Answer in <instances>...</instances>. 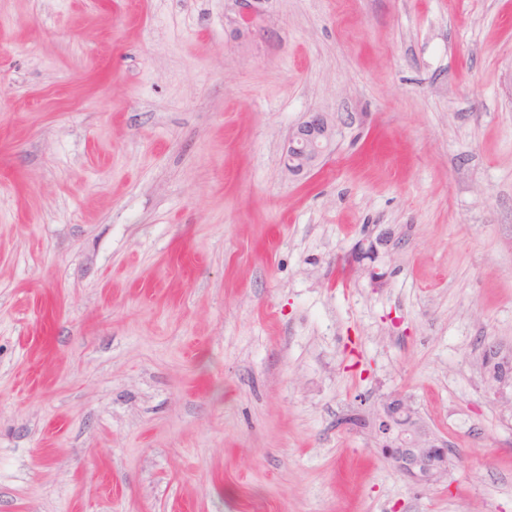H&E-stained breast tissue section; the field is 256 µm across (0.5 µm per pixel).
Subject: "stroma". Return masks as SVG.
<instances>
[{
    "label": "stroma",
    "instance_id": "1",
    "mask_svg": "<svg viewBox=\"0 0 512 512\" xmlns=\"http://www.w3.org/2000/svg\"><path fill=\"white\" fill-rule=\"evenodd\" d=\"M260 8L0 0V512H512V0ZM335 137V125L328 114L310 112L288 138L284 167L289 174L300 175L314 169ZM482 360L484 362H489V364H485V368L487 369L488 377L491 376L493 373H496V370L498 369V364L493 363H502L507 365L509 362L510 371L507 375H504L499 378H495L493 380H489L490 383H498L502 384L505 382H512V362L509 361V358L507 356H503L500 351V347L494 342L486 344L484 350H483V357ZM373 435L385 459L416 484H431L448 475V444L426 429L417 409L402 394L378 408Z\"/></svg>",
    "mask_w": 512,
    "mask_h": 512
}]
</instances>
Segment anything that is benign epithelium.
I'll list each match as a JSON object with an SVG mask.
<instances>
[{"instance_id": "7a95c632", "label": "benign epithelium", "mask_w": 512, "mask_h": 512, "mask_svg": "<svg viewBox=\"0 0 512 512\" xmlns=\"http://www.w3.org/2000/svg\"><path fill=\"white\" fill-rule=\"evenodd\" d=\"M261 0H235L238 16L248 27L260 17ZM335 137V125L328 114L310 112L288 138L284 167L292 175L315 168ZM482 360L507 364L495 343L486 344ZM374 438L382 442L385 459L405 478L416 484H431L448 475V444L426 429L417 409L402 394H396L378 408Z\"/></svg>"}]
</instances>
